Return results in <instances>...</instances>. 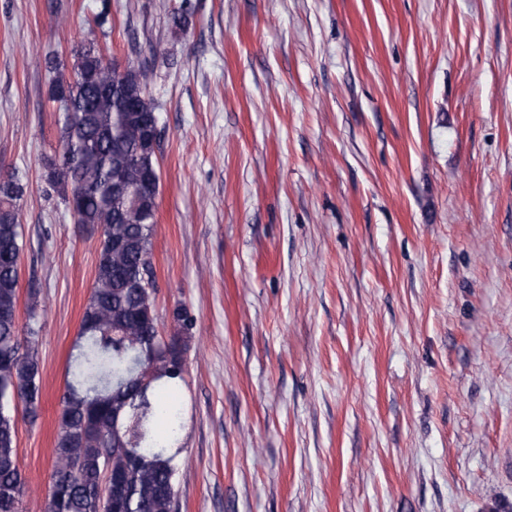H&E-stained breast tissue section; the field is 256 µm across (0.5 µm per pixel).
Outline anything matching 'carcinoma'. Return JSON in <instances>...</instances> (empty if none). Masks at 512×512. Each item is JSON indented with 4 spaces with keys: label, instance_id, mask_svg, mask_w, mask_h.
<instances>
[{
    "label": "carcinoma",
    "instance_id": "carcinoma-1",
    "mask_svg": "<svg viewBox=\"0 0 512 512\" xmlns=\"http://www.w3.org/2000/svg\"><path fill=\"white\" fill-rule=\"evenodd\" d=\"M48 67L60 150L44 158L46 179L76 223L101 229V242L57 417L47 512H178L184 421L167 394L185 382L196 320L176 308L179 351L163 348L151 262L157 203L136 194L157 169L154 69L120 74L92 42L75 51L71 77ZM25 192L17 173L0 178V512H24L18 422L38 419L42 390L39 289L28 290L25 324L1 317L19 304Z\"/></svg>",
    "mask_w": 512,
    "mask_h": 512
}]
</instances>
